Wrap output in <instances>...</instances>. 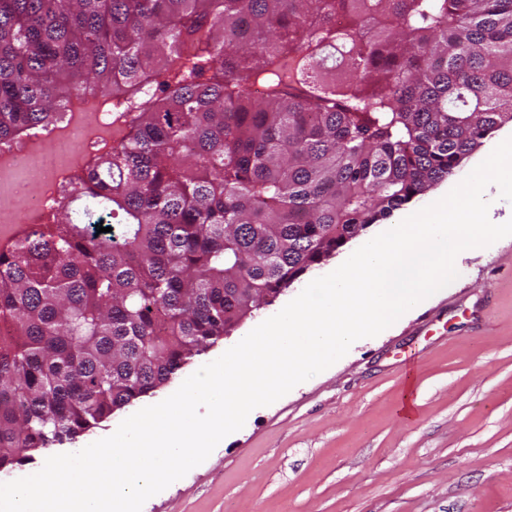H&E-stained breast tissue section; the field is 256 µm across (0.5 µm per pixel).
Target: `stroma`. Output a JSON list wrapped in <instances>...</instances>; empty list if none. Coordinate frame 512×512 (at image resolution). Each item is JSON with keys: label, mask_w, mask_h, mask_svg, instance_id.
<instances>
[{"label": "stroma", "mask_w": 512, "mask_h": 512, "mask_svg": "<svg viewBox=\"0 0 512 512\" xmlns=\"http://www.w3.org/2000/svg\"><path fill=\"white\" fill-rule=\"evenodd\" d=\"M455 265L451 286L254 409L142 512H512V239L461 252Z\"/></svg>", "instance_id": "stroma-1"}]
</instances>
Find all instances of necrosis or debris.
Wrapping results in <instances>:
<instances>
[{
    "label": "necrosis or debris",
    "instance_id": "obj_1",
    "mask_svg": "<svg viewBox=\"0 0 512 512\" xmlns=\"http://www.w3.org/2000/svg\"><path fill=\"white\" fill-rule=\"evenodd\" d=\"M88 136L111 150V114L95 112L82 126L52 129L42 133L37 144L25 141L9 152L8 165L0 167V229L44 222L62 183L77 169L75 144ZM32 185L37 188L33 194L28 191Z\"/></svg>",
    "mask_w": 512,
    "mask_h": 512
}]
</instances>
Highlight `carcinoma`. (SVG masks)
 <instances>
[{
    "label": "carcinoma",
    "instance_id": "cac0c4a2",
    "mask_svg": "<svg viewBox=\"0 0 512 512\" xmlns=\"http://www.w3.org/2000/svg\"><path fill=\"white\" fill-rule=\"evenodd\" d=\"M80 103L116 146L0 247V473L165 386L512 123V0H0V152Z\"/></svg>",
    "mask_w": 512,
    "mask_h": 512
}]
</instances>
